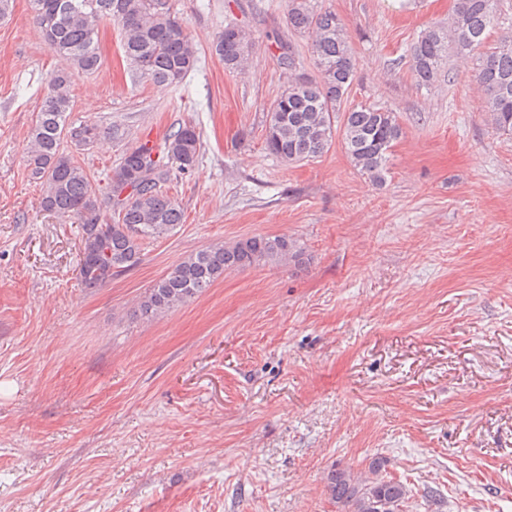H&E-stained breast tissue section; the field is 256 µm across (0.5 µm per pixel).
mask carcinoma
<instances>
[{
  "instance_id": "cac0c4a2",
  "label": "carcinoma",
  "mask_w": 512,
  "mask_h": 512,
  "mask_svg": "<svg viewBox=\"0 0 512 512\" xmlns=\"http://www.w3.org/2000/svg\"><path fill=\"white\" fill-rule=\"evenodd\" d=\"M499 0H454L448 25L433 24L409 48V68L419 86L433 84L448 62V51L472 52L484 46L498 25ZM35 23L53 51L67 64L49 81L30 132L27 163L32 178L41 181L44 211L65 220L76 216L82 250L81 281L98 287L112 276L141 262L142 241L168 233L184 222L178 202L165 190L177 176L192 171L200 152L196 127L184 124L168 135L159 149L142 143L124 152L105 184L112 205L103 220L96 207V190L85 167L62 147L90 145L97 129L68 121V87L72 72L93 73L101 66L100 26L111 20L121 27L122 49L140 79L177 85L199 60L198 49L171 14L168 0H29ZM288 29L311 38L316 75L293 77L269 109L265 146L286 163L316 158L341 136L354 167L374 184L383 183L389 154L401 137L394 112L362 105L338 116L351 86L354 59L345 24L311 0H288ZM253 46L251 35L235 24L224 26L214 44L224 69H241ZM477 81L486 94L491 124L512 133V39L504 38L480 55ZM304 252L286 235L253 236L215 244L184 258L159 278L138 305L150 320L178 308L232 270L260 264L300 265ZM336 470L329 477L331 498L348 512H403L410 490L399 480Z\"/></svg>"
}]
</instances>
